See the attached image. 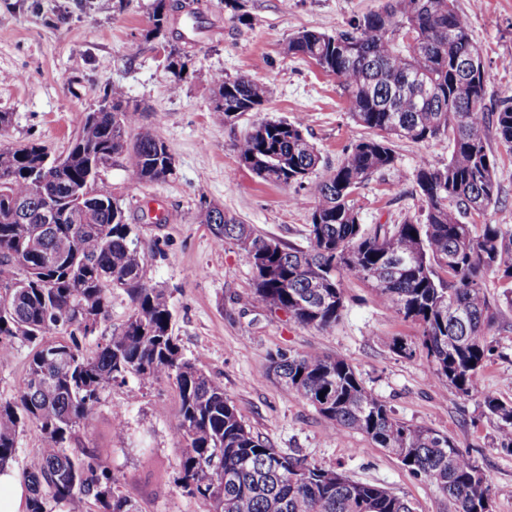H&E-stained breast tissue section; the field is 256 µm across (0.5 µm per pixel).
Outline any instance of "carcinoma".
I'll return each instance as SVG.
<instances>
[{
    "instance_id": "1",
    "label": "carcinoma",
    "mask_w": 512,
    "mask_h": 512,
    "mask_svg": "<svg viewBox=\"0 0 512 512\" xmlns=\"http://www.w3.org/2000/svg\"><path fill=\"white\" fill-rule=\"evenodd\" d=\"M168 21L167 0H156L147 36L163 35ZM287 52L335 77L352 119L372 135L310 184L317 205L308 248L258 235L214 201L204 202L201 223L219 243L235 244L251 266L249 303L286 311L302 326L336 324L344 308L341 272L369 283L398 316L421 326V347L438 382L483 397L498 419L500 446L512 449V404L481 395L478 382L492 351L487 330L494 319L483 280L489 273L512 279V230L476 224L499 199L488 134L512 151V98L488 108L487 81L462 70L464 58L479 49L454 0H385L336 34L297 32ZM124 99L114 89L83 116L60 168L46 162L41 144H0V286H14L9 298L0 296V363L18 345L33 347L23 387L0 397V468L14 460L24 427L36 425L41 448L22 469L29 512H53L80 497L99 512H135L96 449L69 447L100 394L129 376L144 386L160 379L176 385L180 487L209 502V512H413L382 487L276 451L246 428L224 388L184 356L172 336L169 298L144 282L133 227L101 179V170L121 157L144 181L171 173L164 141L150 133L129 137L137 113L124 108ZM266 100V87L247 76L213 78L212 112L226 126L260 111ZM446 135L448 163L423 158L417 165L424 220L366 230L353 195L372 173L395 166L393 141ZM235 149L243 165L280 186L304 183L320 162L299 120H265ZM36 178L42 186L34 193ZM112 288L127 290L133 313L86 354L80 338L107 315ZM86 313L93 316L90 327L83 324ZM53 333L68 339L47 341ZM269 371L332 431L353 430L389 450L451 497L457 512H488L493 488L477 462L449 436L394 417L345 360L280 354Z\"/></svg>"
}]
</instances>
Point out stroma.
<instances>
[{"label":"stroma","mask_w":512,"mask_h":512,"mask_svg":"<svg viewBox=\"0 0 512 512\" xmlns=\"http://www.w3.org/2000/svg\"><path fill=\"white\" fill-rule=\"evenodd\" d=\"M193 0L171 14L166 36L147 38L155 0H0V112L12 123L0 142L35 141L52 154L67 151L84 113L112 87L137 107L136 133L164 140L174 159L166 179L144 182L120 160L101 177L134 224L144 257V280L170 296L172 334L184 355L221 385L248 429L280 453L306 459L351 479L404 497L414 512H456L454 501L415 475L388 450L353 431L332 433L309 402L281 384L268 367L279 353L316 352L346 360L365 388L398 419L450 436L468 451L492 484V512H512V452L499 446L498 421L481 397H465L437 382L419 348L421 327L398 317L370 285L343 274L344 309L336 324L316 330L287 314L247 303L253 273L239 248L218 243L200 223L202 201L252 225L257 234L304 247L316 201L308 185L267 183L240 163L235 143L267 119H302L304 133L324 164L337 165L367 137L351 118L334 77L310 60L289 55V39L303 29L333 34L377 10L382 0ZM489 74L486 103L512 97V0H456ZM187 56L182 80L169 66L171 48ZM246 75L269 89L264 108L234 126L212 112L214 75ZM180 89H173V82ZM499 200L486 224L512 228V152L499 144ZM395 167L375 172L354 199L365 229L423 217L416 184L421 158L447 163L449 140L394 142ZM165 219L155 222L153 211ZM485 291L498 311L488 339L494 352L479 375L483 394L512 403V285L495 276ZM134 306L124 289L94 333L82 340L93 352L129 319ZM410 346L396 353L393 341ZM180 403L173 381L143 386L136 379L104 391L79 432L81 445L98 449L119 492L136 512H208L178 482L183 443L173 418ZM123 434H116L115 411Z\"/></svg>","instance_id":"stroma-1"}]
</instances>
